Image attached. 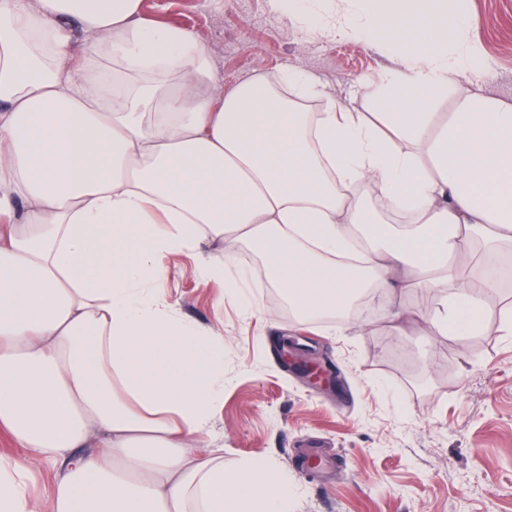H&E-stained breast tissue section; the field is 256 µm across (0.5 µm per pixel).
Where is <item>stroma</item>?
Here are the masks:
<instances>
[{"instance_id":"35a3bbf8","label":"stroma","mask_w":512,"mask_h":512,"mask_svg":"<svg viewBox=\"0 0 512 512\" xmlns=\"http://www.w3.org/2000/svg\"><path fill=\"white\" fill-rule=\"evenodd\" d=\"M464 3L477 23L461 39L491 64L482 90L512 103V0ZM144 17L197 36L228 88L294 68L370 112L359 82L397 65L364 41L301 29L268 0H145ZM236 263L249 271L238 296L192 254L169 264L179 313L224 337V402L210 435L189 439L195 454L223 449L228 469L276 461L296 487L292 512H512V294L485 305L472 336L433 327L440 288L374 293L355 322L322 329L271 305L266 263L249 248ZM301 348L327 385L303 378Z\"/></svg>"}]
</instances>
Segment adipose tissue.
Masks as SVG:
<instances>
[{
  "instance_id": "adipose-tissue-1",
  "label": "adipose tissue",
  "mask_w": 512,
  "mask_h": 512,
  "mask_svg": "<svg viewBox=\"0 0 512 512\" xmlns=\"http://www.w3.org/2000/svg\"><path fill=\"white\" fill-rule=\"evenodd\" d=\"M352 2L340 22L325 0L270 5L399 60L373 120L299 70L224 89L144 0H0V433L59 471L43 501L0 455V512H291L275 461L186 449L224 398V342L168 301L174 256L225 280L247 246L302 322L442 288L435 326L478 331L499 278L471 288L459 259L478 238L485 268L512 248V104L464 90L432 112L434 91L490 72L456 40L462 6ZM378 191L409 226L371 219Z\"/></svg>"
}]
</instances>
